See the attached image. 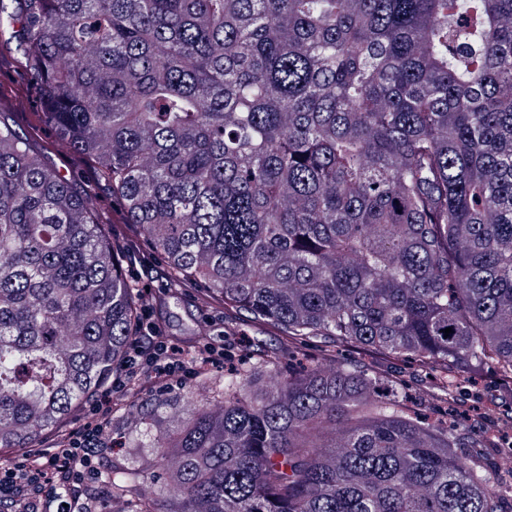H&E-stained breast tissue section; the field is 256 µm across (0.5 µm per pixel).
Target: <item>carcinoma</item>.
Instances as JSON below:
<instances>
[{"instance_id": "carcinoma-1", "label": "carcinoma", "mask_w": 512, "mask_h": 512, "mask_svg": "<svg viewBox=\"0 0 512 512\" xmlns=\"http://www.w3.org/2000/svg\"><path fill=\"white\" fill-rule=\"evenodd\" d=\"M1 44L27 77L0 95L1 449L103 388L142 307L61 147L171 282L371 357L262 350L158 434L176 466L140 512H512V411L476 432L459 406L483 367L512 396V0H0ZM31 87L50 146L13 124ZM55 164L71 179L81 190H88L95 202L104 212L112 210V187L105 181L99 179L93 168L83 166L72 167L65 156L57 155L54 158ZM408 367L409 365L407 362L400 361L397 363L388 364L384 369L389 374L396 375L398 377L403 376L404 380L408 384V387L417 393L421 407L427 411H431L434 406L426 396L423 379L420 376H417L415 373H412Z\"/></svg>"}]
</instances>
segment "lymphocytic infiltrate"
Masks as SVG:
<instances>
[{
    "label": "lymphocytic infiltrate",
    "mask_w": 512,
    "mask_h": 512,
    "mask_svg": "<svg viewBox=\"0 0 512 512\" xmlns=\"http://www.w3.org/2000/svg\"><path fill=\"white\" fill-rule=\"evenodd\" d=\"M224 356V336H210L184 349L164 335L151 309L142 307L123 373L84 405L76 422L28 449L22 459L0 454V498L11 512H33L38 504L54 502L64 494L69 498L64 512H84L90 483L98 475L114 400L165 387L176 374L190 375L223 363Z\"/></svg>",
    "instance_id": "f902f5d3"
}]
</instances>
